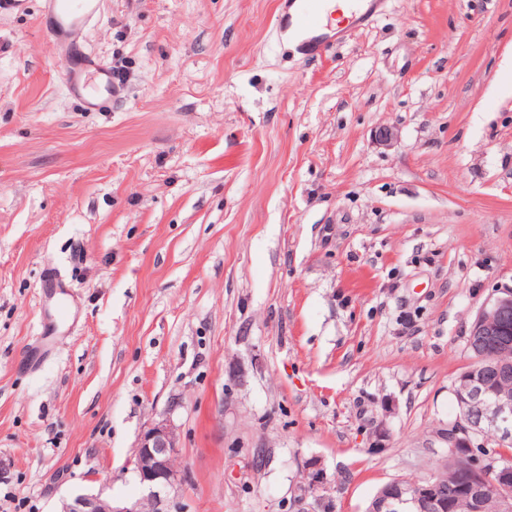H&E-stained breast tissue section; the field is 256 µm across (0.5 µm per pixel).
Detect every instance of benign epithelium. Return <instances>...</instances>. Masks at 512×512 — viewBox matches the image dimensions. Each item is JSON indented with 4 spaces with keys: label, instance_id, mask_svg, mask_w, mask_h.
<instances>
[{
    "label": "benign epithelium",
    "instance_id": "1",
    "mask_svg": "<svg viewBox=\"0 0 512 512\" xmlns=\"http://www.w3.org/2000/svg\"><path fill=\"white\" fill-rule=\"evenodd\" d=\"M466 346L483 347V366L468 365L453 385L457 412L441 440L457 460L451 474L405 483H386L366 512H400L411 502L416 512H448V482L468 481L472 512H483L487 497L498 502V512H512V286L495 290L477 312ZM496 374L500 387L488 388L483 371ZM177 433L170 420L151 425L136 449V472L149 493L135 501H118L100 493L78 492L63 502L60 512H166L168 488L178 480Z\"/></svg>",
    "mask_w": 512,
    "mask_h": 512
}]
</instances>
